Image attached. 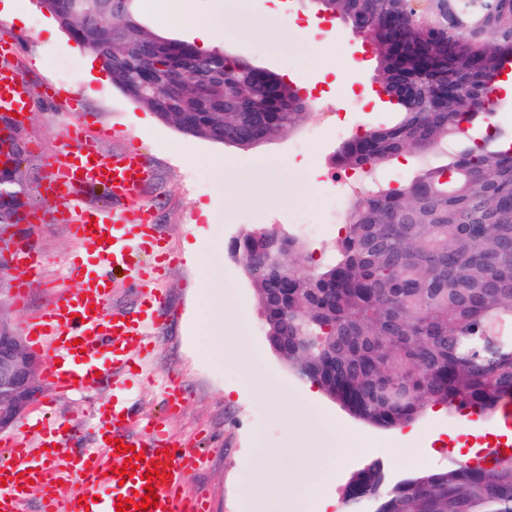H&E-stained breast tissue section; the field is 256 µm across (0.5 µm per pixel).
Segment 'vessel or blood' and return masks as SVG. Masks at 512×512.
<instances>
[{
	"instance_id": "obj_1",
	"label": "vessel or blood",
	"mask_w": 512,
	"mask_h": 512,
	"mask_svg": "<svg viewBox=\"0 0 512 512\" xmlns=\"http://www.w3.org/2000/svg\"><path fill=\"white\" fill-rule=\"evenodd\" d=\"M16 42L0 31V110L24 117L35 96L12 64ZM68 141L50 163L47 195L65 200L57 221L74 241L93 246L91 260H73L69 282L59 287L44 308L31 315L24 333L45 358V376L61 394H74L98 383L113 381L116 397L111 408L100 410L91 429V448L60 460V447L81 434L77 424L37 419L42 429L37 443L27 435L11 437L10 462L0 465V512H23L32 493H39L42 512H116L119 499L141 503L154 490L155 505L147 512H208L205 501L186 495L184 485L201 456L166 434L160 422L142 423L126 403L130 389L120 372L135 358L146 357L158 345L160 328L153 307L165 306L159 283L174 258L158 252L153 261L140 258L142 243L159 236L148 211H114L93 203L96 193L115 201L136 198L150 180L147 157L137 150L103 153L80 122L70 118ZM42 264L37 237L27 238L16 257V295L25 300L28 279ZM128 271L135 286L147 289L151 308L132 316L109 308L112 272ZM133 446L141 463L135 472L122 468L127 453L118 444ZM159 470L148 478V469Z\"/></svg>"
}]
</instances>
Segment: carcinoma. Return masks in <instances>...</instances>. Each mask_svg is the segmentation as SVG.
Listing matches in <instances>:
<instances>
[{"label":"carcinoma","mask_w":512,"mask_h":512,"mask_svg":"<svg viewBox=\"0 0 512 512\" xmlns=\"http://www.w3.org/2000/svg\"><path fill=\"white\" fill-rule=\"evenodd\" d=\"M133 2L40 0L116 88L184 135L249 148L308 115L312 104L277 74L172 45ZM313 3L367 41L398 119L351 136L332 159L353 184L328 262L303 264L304 242L274 227L229 242L267 343L368 426L410 425L432 406L499 416L512 402V125L485 92L512 59V0ZM212 70L225 71L223 95ZM405 154L413 175L393 187L382 167ZM345 500L370 512H512V454L397 481L372 460Z\"/></svg>","instance_id":"cac0c4a2"}]
</instances>
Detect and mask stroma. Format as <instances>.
<instances>
[{"label": "stroma", "instance_id": "obj_1", "mask_svg": "<svg viewBox=\"0 0 512 512\" xmlns=\"http://www.w3.org/2000/svg\"><path fill=\"white\" fill-rule=\"evenodd\" d=\"M11 6L9 30L18 37L15 66L38 94L21 123L25 151L20 171L26 212H38L36 228L43 269L31 278L25 302L14 290L0 295V315L15 326L41 309L56 283L66 281L71 261L85 252L65 225L52 215L59 200L43 185L47 162L64 149L68 107L55 90L74 93L78 115L87 128H99L104 153L136 148L147 155L153 176L141 193L167 249L179 257L167 273V304L157 309L161 341L143 368L145 376L133 401L149 416H163L167 430L187 447L205 455L189 477V487L209 502L210 512H348L345 489L351 475L370 460H380L388 474L404 478L422 469L443 468L449 461L482 457V442L499 429V418L471 413L448 415L427 411L411 427H369L297 378L266 341L254 291L239 263L227 251L229 241L245 230L277 226L300 236L313 262L323 263L337 236L340 213L348 198L331 178V159L357 130L389 125L395 113L380 100L363 101L364 84L375 81V63L362 38L342 21L318 14L310 0H247L248 21L226 14L229 34L224 51L301 83L309 66L356 64L348 75L353 93L315 104L313 112L290 134L272 137L243 150L192 138L163 124L146 107L112 85L102 63L86 67L87 50L62 30L39 0H0ZM319 32L308 35L309 20ZM221 154L233 167L223 173L195 164V157ZM275 157L280 167L268 166ZM208 205L211 217L199 216ZM231 310L224 320V341L207 351L193 348L192 322L198 305ZM175 375L182 403L164 415V378ZM42 400L51 401L58 421L76 420L91 428L112 385L102 381L84 393L56 397L44 384ZM358 451H350V444ZM347 449L332 461L335 449ZM271 455L267 477L276 482L287 472L295 477L278 503L246 494L249 462Z\"/></svg>", "mask_w": 512, "mask_h": 512}]
</instances>
